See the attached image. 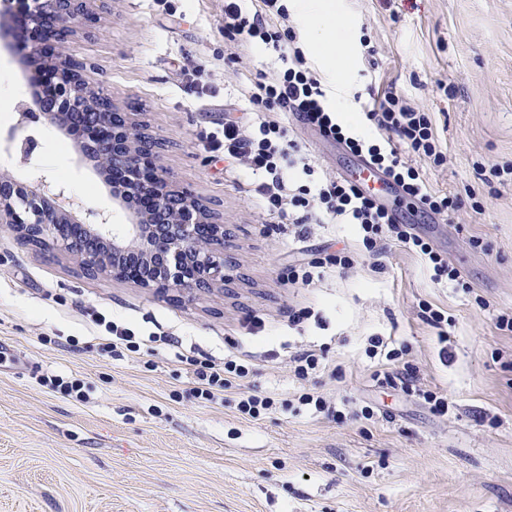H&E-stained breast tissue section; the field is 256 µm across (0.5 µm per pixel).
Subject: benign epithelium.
Here are the masks:
<instances>
[{
  "label": "benign epithelium",
  "instance_id": "1",
  "mask_svg": "<svg viewBox=\"0 0 512 512\" xmlns=\"http://www.w3.org/2000/svg\"><path fill=\"white\" fill-rule=\"evenodd\" d=\"M0 15L24 23L19 53L44 61L49 70L47 96L32 113L57 127L82 118L76 145L92 154L99 170L121 174L123 186L112 197L123 204L149 196L153 211L130 209L132 224L119 235L109 229V216L94 213L95 225L75 215L76 202L67 188L43 177L33 182L0 175V224L26 241L45 242L75 257L86 272L132 282L141 288L173 292L222 286L228 260L224 253V225L206 218L198 198L185 188L172 187L142 143L136 122L112 107L90 105L89 86L75 74L60 48L88 22L77 0H0Z\"/></svg>",
  "mask_w": 512,
  "mask_h": 512
}]
</instances>
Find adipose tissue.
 I'll return each instance as SVG.
<instances>
[{"label": "adipose tissue", "mask_w": 512, "mask_h": 512, "mask_svg": "<svg viewBox=\"0 0 512 512\" xmlns=\"http://www.w3.org/2000/svg\"><path fill=\"white\" fill-rule=\"evenodd\" d=\"M297 8L305 18L306 38L315 55L329 72L338 73L347 58V23L334 0H299Z\"/></svg>", "instance_id": "ef3b65f1"}]
</instances>
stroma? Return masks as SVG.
Wrapping results in <instances>:
<instances>
[{
	"label": "stroma",
	"mask_w": 512,
	"mask_h": 512,
	"mask_svg": "<svg viewBox=\"0 0 512 512\" xmlns=\"http://www.w3.org/2000/svg\"><path fill=\"white\" fill-rule=\"evenodd\" d=\"M336 4L350 47L335 79L344 102L389 88L434 118L447 162L418 166L432 190L462 205L428 217L406 201L400 214L460 284L433 281L423 258L391 240L364 256L356 225L271 218L258 192L264 175L208 148L225 113L256 121L248 90L282 66L260 45L233 54L224 0H87L94 20L68 39L66 55L145 125L169 182L223 224L229 279L175 300L87 275L69 255L24 245L0 225V341L26 357L0 360V512H512V332L496 327L512 311V181L489 185L483 173L512 165V0ZM288 130L315 169L311 178L287 169L296 184L357 163L311 129ZM29 138L37 147L18 165L8 143ZM1 171L64 182L84 211L128 221L54 125L0 124ZM343 248L351 269L327 265L310 287L289 283V265ZM425 304L447 313V342L421 317ZM302 308L311 317L291 325L289 312ZM99 314L145 345L102 353ZM373 336L402 358L369 357ZM303 348L324 358L299 380L289 356ZM229 355L252 364L244 388L278 407L252 420L238 410V388L216 403L197 396L193 364ZM406 367L416 378L404 390L390 376ZM51 374L81 379L87 400L42 386ZM425 390L448 394V415L430 410ZM304 392L323 395L333 413L300 405ZM365 406L371 419L357 415Z\"/></svg>",
	"instance_id": "stroma-1"
}]
</instances>
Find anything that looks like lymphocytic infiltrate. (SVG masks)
Instances as JSON below:
<instances>
[{
    "mask_svg": "<svg viewBox=\"0 0 512 512\" xmlns=\"http://www.w3.org/2000/svg\"><path fill=\"white\" fill-rule=\"evenodd\" d=\"M261 2L262 10L252 12L242 7L241 0H224V32L238 50L256 45L272 48L283 67L272 75L259 74L250 90L249 101L260 112L257 124L225 117L222 136L210 139V147L223 150L225 157L252 172L267 175L259 192L268 215L283 219L299 212L314 224L358 225L368 253L378 254L382 241L389 237L422 255L434 281L457 280L447 259L415 233L413 225L402 223L395 211L377 204L352 180L326 177L313 188L285 180L284 169L299 165L297 147L283 123L284 115L290 114L381 171L424 212L447 215L461 205L458 197L431 191L421 170L412 163L416 157L437 167L447 161L430 113L387 91L363 106L376 137L354 134L329 102L321 76L309 63L294 28H277V21L289 18L286 5L281 0ZM250 372L248 360L230 356L197 365L193 376L199 396L213 402L226 388L241 385Z\"/></svg>",
    "mask_w": 512,
    "mask_h": 512,
    "instance_id": "obj_1",
    "label": "lymphocytic infiltrate"
}]
</instances>
